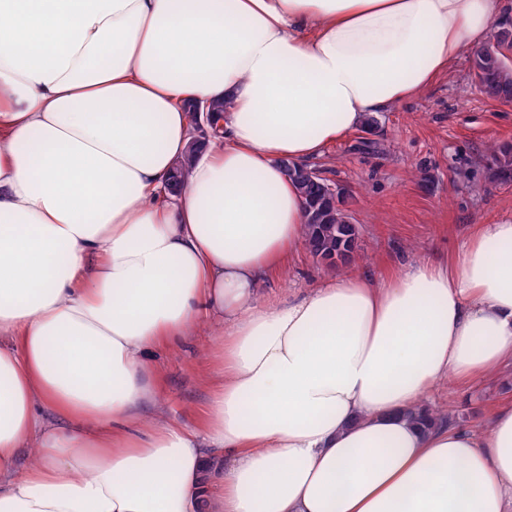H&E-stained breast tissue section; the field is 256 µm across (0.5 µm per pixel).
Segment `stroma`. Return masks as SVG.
Segmentation results:
<instances>
[{
    "label": "stroma",
    "instance_id": "stroma-1",
    "mask_svg": "<svg viewBox=\"0 0 512 512\" xmlns=\"http://www.w3.org/2000/svg\"><path fill=\"white\" fill-rule=\"evenodd\" d=\"M512 146V102L485 96L462 55L420 94L378 113L372 125L330 145L311 165L342 189V207L359 230L357 274L375 280L410 265L445 264L480 225L512 221V179L501 180L491 145ZM299 251L270 274L265 298H285L333 274ZM159 410L170 421L203 428L218 362L207 340L191 336L156 351ZM512 402V376L439 383L429 400L451 423L486 426Z\"/></svg>",
    "mask_w": 512,
    "mask_h": 512
}]
</instances>
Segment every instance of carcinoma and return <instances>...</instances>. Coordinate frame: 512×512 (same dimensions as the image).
<instances>
[{
    "label": "carcinoma",
    "instance_id": "obj_1",
    "mask_svg": "<svg viewBox=\"0 0 512 512\" xmlns=\"http://www.w3.org/2000/svg\"><path fill=\"white\" fill-rule=\"evenodd\" d=\"M512 50V27L500 25L494 39L475 50L472 55L474 78L485 94L492 98L512 101V62L507 52ZM194 149L179 160L170 178V191L183 188ZM298 185L304 200V248L316 259L329 266L350 267L358 259V228L351 223L339 206L324 196L325 184L311 177L305 168L285 165Z\"/></svg>",
    "mask_w": 512,
    "mask_h": 512
}]
</instances>
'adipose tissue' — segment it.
Returning a JSON list of instances; mask_svg holds the SVG:
<instances>
[{
  "mask_svg": "<svg viewBox=\"0 0 512 512\" xmlns=\"http://www.w3.org/2000/svg\"><path fill=\"white\" fill-rule=\"evenodd\" d=\"M512 0H0V512H512V222L447 265L261 298L305 239L286 164L426 89ZM221 138L166 184L190 104ZM210 327L203 430L155 350ZM508 402H512V376L494 374L470 383L443 381L435 387L428 404L442 410L453 424L485 427L494 411Z\"/></svg>",
  "mask_w": 512,
  "mask_h": 512,
  "instance_id": "ef3b65f1",
  "label": "adipose tissue"
}]
</instances>
